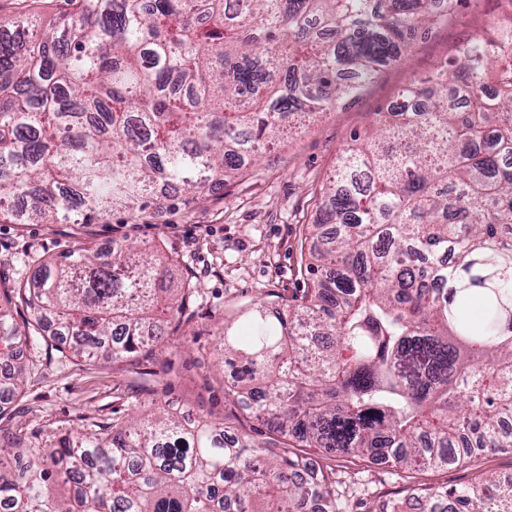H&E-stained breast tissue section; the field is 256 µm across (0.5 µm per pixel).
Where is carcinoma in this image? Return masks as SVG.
Instances as JSON below:
<instances>
[{"mask_svg":"<svg viewBox=\"0 0 512 512\" xmlns=\"http://www.w3.org/2000/svg\"><path fill=\"white\" fill-rule=\"evenodd\" d=\"M462 0H74L41 34L0 27V220L93 224L195 204L262 159L298 115L355 98ZM500 90L481 88L488 73ZM354 79L345 81L340 74ZM426 100L425 111L416 100ZM324 188L334 236L309 251L297 306L224 322V397L277 436L268 454L224 423L139 407L95 432L0 453L6 512H336V478L296 447L411 470L512 449V54L485 36L452 76L407 91ZM0 306L9 395L49 313L60 353L133 358L165 340L194 289L130 244L40 261ZM71 506L58 507L57 482ZM429 512H512V481L429 492Z\"/></svg>","mask_w":512,"mask_h":512,"instance_id":"cac0c4a2","label":"carcinoma"}]
</instances>
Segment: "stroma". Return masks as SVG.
<instances>
[{
    "instance_id": "obj_1",
    "label": "stroma",
    "mask_w": 512,
    "mask_h": 512,
    "mask_svg": "<svg viewBox=\"0 0 512 512\" xmlns=\"http://www.w3.org/2000/svg\"><path fill=\"white\" fill-rule=\"evenodd\" d=\"M71 9L70 0H0V22L47 21ZM502 10L501 0H466L452 20L417 40L404 61L383 67L354 100L293 130L262 163L192 207L161 217L117 213L98 224L0 223L1 282L27 279L38 260L84 246L106 252L123 242L160 250L172 275L196 290L181 327L134 359H65L51 338L24 347L30 371L0 413V430L23 429L41 444L96 430L128 418L135 405L161 399L186 420L211 415L254 445L269 441L261 420L224 400L232 367L220 360L217 345L225 319L256 303L277 305L302 295L310 279L300 270L299 242L321 217L320 189L334 177L339 157L408 88L448 69L463 44L488 35ZM300 454L335 472L339 512H384L397 502L410 512L413 494L427 488H469L489 476L512 479L510 450L417 472L316 448Z\"/></svg>"
}]
</instances>
